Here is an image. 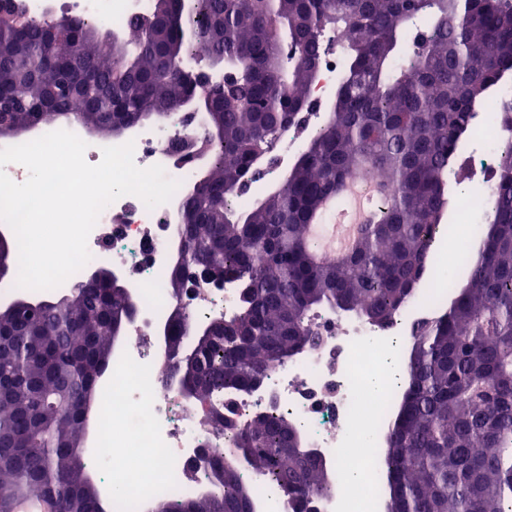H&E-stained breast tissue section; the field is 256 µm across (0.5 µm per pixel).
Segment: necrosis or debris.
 <instances>
[{"label":"necrosis or debris","mask_w":512,"mask_h":512,"mask_svg":"<svg viewBox=\"0 0 512 512\" xmlns=\"http://www.w3.org/2000/svg\"><path fill=\"white\" fill-rule=\"evenodd\" d=\"M16 2L36 20L64 7L75 18L115 30L126 28L131 18L145 13L149 5V0ZM344 46L341 33L326 35L319 56L320 79L310 89V101H323L327 89L335 84L344 62ZM199 120L197 113L181 112L170 123L136 127L131 135L135 164L143 169L162 166L168 177L179 180L181 189H188L197 178L198 154L203 148L196 138ZM472 128V136L461 145L460 157L468 182L486 190L494 184L508 134L497 113L483 109L474 113ZM176 221V201L150 209L139 197L125 195L102 211L88 236L92 262L110 264L128 276L139 299L137 315L127 327L129 339L117 348L112 361L89 465L102 483L112 486L123 480L127 460L133 457L139 462V478L148 494L186 497L204 487L206 453L227 448L230 436L199 427L194 405L178 399L179 384L159 345L161 327L179 300L187 304L199 324L215 317H232L238 311L240 290L233 282L210 288L191 281L180 297L171 296L167 277L181 247ZM457 263V255L437 256L435 271L422 284L427 303L408 306L390 328L319 319L324 343L317 352L274 368L258 389L235 396V418L247 419L267 411L282 414L299 427L308 446L330 462L335 488L310 501L308 512H347L343 509L348 498L345 470L375 473L377 452L360 457L341 453L344 445L361 433L381 431L384 418L395 406L390 392L370 400L367 383L382 369L385 350L394 337L409 335L415 322L447 304L439 270Z\"/></svg>","instance_id":"1"}]
</instances>
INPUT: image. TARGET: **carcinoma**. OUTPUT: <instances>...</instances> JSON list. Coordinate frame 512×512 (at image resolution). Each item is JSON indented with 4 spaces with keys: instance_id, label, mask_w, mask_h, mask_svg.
Listing matches in <instances>:
<instances>
[{
    "instance_id": "carcinoma-1",
    "label": "carcinoma",
    "mask_w": 512,
    "mask_h": 512,
    "mask_svg": "<svg viewBox=\"0 0 512 512\" xmlns=\"http://www.w3.org/2000/svg\"><path fill=\"white\" fill-rule=\"evenodd\" d=\"M328 30L343 33L348 49L330 112L286 186L233 210L227 197L298 126ZM128 35L109 43L77 19L58 30L0 0V104L22 130L75 122L112 137L182 108L189 89L177 64L194 47L210 68L236 76L240 98L203 92L214 162L178 206L188 252L170 276L174 295L188 269L240 284L237 316L194 332L185 315L171 332L184 351L180 387L208 427L231 433L232 447L211 464L207 490L156 496L151 506L254 512L244 479L254 471L287 490L289 512H306L328 493L330 468L304 441L287 447L301 432L279 414L241 424L210 398L250 391L273 364L318 350L315 309L384 329L413 297L433 265L448 169L476 109L512 77V0H151ZM370 172L374 220L360 225L346 257L317 258L309 226ZM485 213L480 249L461 266L465 282L448 269L451 303L412 329L387 426L382 496L391 512H512V157ZM19 296L23 309L0 308V512L19 499L114 512L82 452L84 399L105 395L123 296L105 279L52 300ZM62 376L76 390L63 410Z\"/></svg>"
}]
</instances>
